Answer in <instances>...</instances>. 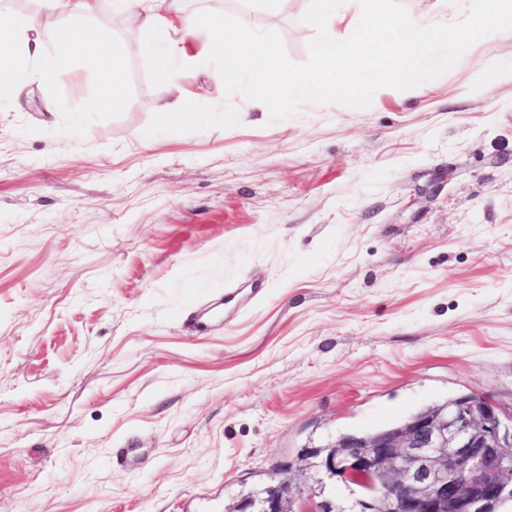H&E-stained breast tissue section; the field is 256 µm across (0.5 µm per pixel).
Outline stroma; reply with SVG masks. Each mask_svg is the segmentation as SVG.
Listing matches in <instances>:
<instances>
[{"label":"stroma","instance_id":"35a3bbf8","mask_svg":"<svg viewBox=\"0 0 512 512\" xmlns=\"http://www.w3.org/2000/svg\"><path fill=\"white\" fill-rule=\"evenodd\" d=\"M309 0H224L307 62ZM44 53L75 31L137 43L98 0H41ZM152 86L142 53L101 91L24 68L0 99V512H253L306 451L458 393L512 425V31L366 109L284 118L226 94L202 44ZM175 102L192 121L164 118ZM260 289L197 332L182 315ZM355 504L309 471L293 500ZM93 0H42L43 4L52 11L61 14H82L94 9Z\"/></svg>","mask_w":512,"mask_h":512}]
</instances>
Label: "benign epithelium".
I'll list each match as a JSON object with an SVG mask.
<instances>
[{
  "label": "benign epithelium",
  "mask_w": 512,
  "mask_h": 512,
  "mask_svg": "<svg viewBox=\"0 0 512 512\" xmlns=\"http://www.w3.org/2000/svg\"><path fill=\"white\" fill-rule=\"evenodd\" d=\"M473 396L327 446L333 476L373 489L372 512H497L512 498V431Z\"/></svg>",
  "instance_id": "1"
}]
</instances>
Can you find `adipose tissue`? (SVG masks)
<instances>
[{"mask_svg": "<svg viewBox=\"0 0 512 512\" xmlns=\"http://www.w3.org/2000/svg\"><path fill=\"white\" fill-rule=\"evenodd\" d=\"M39 24L37 15H16L0 10V98L10 96L26 61L39 65L44 79H52L72 61H81L97 78L104 96L116 95L122 87L121 51L71 32L65 33L54 55H45L29 34Z\"/></svg>", "mask_w": 512, "mask_h": 512, "instance_id": "obj_1", "label": "adipose tissue"}]
</instances>
